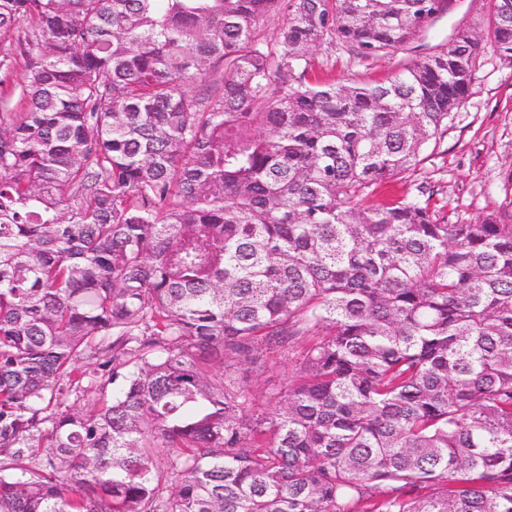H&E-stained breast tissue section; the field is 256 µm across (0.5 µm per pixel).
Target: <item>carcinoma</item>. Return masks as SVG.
Masks as SVG:
<instances>
[{
	"label": "carcinoma",
	"mask_w": 512,
	"mask_h": 512,
	"mask_svg": "<svg viewBox=\"0 0 512 512\" xmlns=\"http://www.w3.org/2000/svg\"><path fill=\"white\" fill-rule=\"evenodd\" d=\"M449 2L0 0V512H512V224L367 203L483 43L512 66V0L382 82L312 76ZM297 358L274 354L262 361L261 367L249 373V386L257 399L264 400L267 389L273 385L285 386L292 376Z\"/></svg>",
	"instance_id": "1"
}]
</instances>
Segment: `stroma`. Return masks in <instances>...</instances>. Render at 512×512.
Wrapping results in <instances>:
<instances>
[{
	"instance_id": "1",
	"label": "stroma",
	"mask_w": 512,
	"mask_h": 512,
	"mask_svg": "<svg viewBox=\"0 0 512 512\" xmlns=\"http://www.w3.org/2000/svg\"><path fill=\"white\" fill-rule=\"evenodd\" d=\"M490 0H451L450 7L424 34L395 54L359 62L341 44L327 42L315 52L320 78L376 82L393 74L400 62L419 58L462 30L484 32ZM419 197L440 220L469 224L488 215L512 219V67L492 47H484L472 74V94L448 117V129L428 147L414 170L393 178L387 193ZM297 361L277 354L249 374L256 398L286 384Z\"/></svg>"
}]
</instances>
